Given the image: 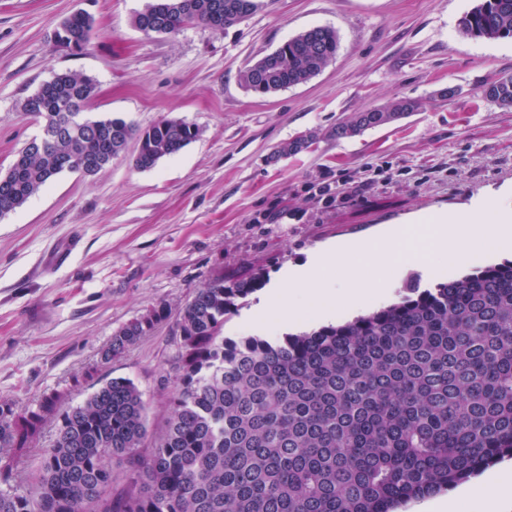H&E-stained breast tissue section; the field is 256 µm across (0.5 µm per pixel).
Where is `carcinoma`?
Wrapping results in <instances>:
<instances>
[{"instance_id": "carcinoma-1", "label": "carcinoma", "mask_w": 512, "mask_h": 512, "mask_svg": "<svg viewBox=\"0 0 512 512\" xmlns=\"http://www.w3.org/2000/svg\"><path fill=\"white\" fill-rule=\"evenodd\" d=\"M265 0H151L132 25L150 35L191 26L224 30ZM94 17L78 12L56 44L87 49ZM465 36L512 38V0H479L460 22ZM336 31L303 30L239 73L266 95L303 84L334 58ZM492 101L512 108V75L491 79ZM95 93L87 76L57 73L19 103L52 139L36 137L0 174V217L22 207L64 161L107 166L130 142L139 170L194 141L200 129L164 118L140 129L84 115ZM401 97L353 113L328 135L353 138L418 111ZM315 131L280 143L270 161L311 148ZM263 283V273L198 289L177 312L179 370L170 412L156 429L142 392L113 378L83 402L60 408L0 403V461L30 447L42 424L56 439L31 488L0 491V512H395L403 504L512 456V261L409 294L370 314L311 332L224 337V316ZM170 317L159 304L122 326L102 352L111 360ZM127 483L112 489V459Z\"/></svg>"}]
</instances>
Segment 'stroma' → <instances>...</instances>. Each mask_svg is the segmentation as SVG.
I'll return each mask as SVG.
<instances>
[{
	"mask_svg": "<svg viewBox=\"0 0 512 512\" xmlns=\"http://www.w3.org/2000/svg\"><path fill=\"white\" fill-rule=\"evenodd\" d=\"M149 0H0V172L41 132L19 102L61 72L92 78L90 118L147 128L179 117L197 140L149 171L130 154L96 175L66 171L0 218V398L35 406L43 392L85 390L71 378L87 365L100 381L132 380L150 423L168 412L177 374L175 319L110 362L113 334L151 307L178 309L217 275L263 272L265 283L316 250L371 237L393 224L481 211L487 200L512 214V109L485 98L497 74L512 75V39L458 30L476 0H269L266 9L215 32L173 36L131 24ZM95 18L88 48L55 45L53 32L77 10ZM329 26L335 58L307 83L271 95L247 91L239 72L296 35ZM460 97L436 99L448 86ZM419 112L333 140L351 113L394 98ZM318 131L310 151L269 159L281 143ZM378 165L365 178L364 164ZM351 184L325 203L310 185ZM483 252L430 256V272L407 270L390 302L505 261Z\"/></svg>",
	"mask_w": 512,
	"mask_h": 512,
	"instance_id": "stroma-1",
	"label": "stroma"
}]
</instances>
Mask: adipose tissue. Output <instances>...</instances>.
I'll return each mask as SVG.
<instances>
[{
	"label": "adipose tissue",
	"mask_w": 512,
	"mask_h": 512,
	"mask_svg": "<svg viewBox=\"0 0 512 512\" xmlns=\"http://www.w3.org/2000/svg\"><path fill=\"white\" fill-rule=\"evenodd\" d=\"M512 507V464L429 502V512H507Z\"/></svg>",
	"instance_id": "ef3b65f1"
}]
</instances>
